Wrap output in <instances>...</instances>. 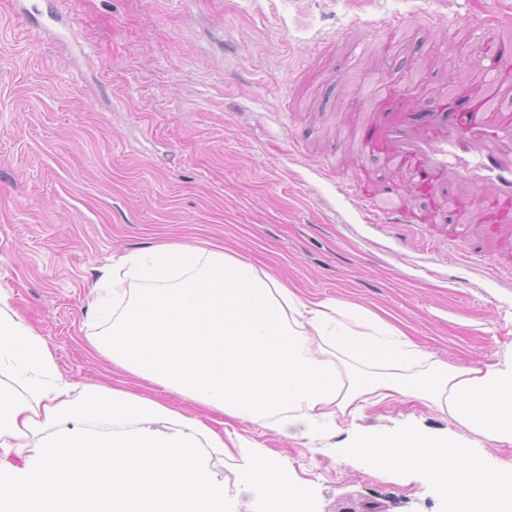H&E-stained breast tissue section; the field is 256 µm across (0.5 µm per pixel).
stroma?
<instances>
[{"label": "stroma", "instance_id": "35a3bbf8", "mask_svg": "<svg viewBox=\"0 0 512 512\" xmlns=\"http://www.w3.org/2000/svg\"><path fill=\"white\" fill-rule=\"evenodd\" d=\"M512 0H0V294L47 340L60 375L112 385L84 324L112 260L172 240L228 246L320 299L390 314L461 368L512 347V255L469 256L465 215L367 223L320 167L403 186L364 149L383 107L428 109L450 79L496 73L505 33L467 16ZM398 22L372 33L375 19ZM404 421L492 447L418 403L380 405L300 441L242 427L303 485L313 512H448L413 470L377 472L345 452L352 432ZM224 512H268L224 455Z\"/></svg>", "mask_w": 512, "mask_h": 512}]
</instances>
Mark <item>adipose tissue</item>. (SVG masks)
<instances>
[{
	"instance_id": "adipose-tissue-1",
	"label": "adipose tissue",
	"mask_w": 512,
	"mask_h": 512,
	"mask_svg": "<svg viewBox=\"0 0 512 512\" xmlns=\"http://www.w3.org/2000/svg\"><path fill=\"white\" fill-rule=\"evenodd\" d=\"M87 313L97 356L242 425L297 441L322 422L416 402L481 439L512 445V350L459 368L396 324L343 299L300 296L242 255L163 243L112 263ZM0 512H224L206 451L248 449V483L273 512H308L276 458L152 398L60 380L45 339L0 296ZM350 457L421 472L449 512H512V469L445 437L397 424L357 431Z\"/></svg>"
}]
</instances>
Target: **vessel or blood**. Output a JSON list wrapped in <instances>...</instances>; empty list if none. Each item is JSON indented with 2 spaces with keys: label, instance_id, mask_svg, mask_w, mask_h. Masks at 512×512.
<instances>
[{
  "label": "vessel or blood",
  "instance_id": "1",
  "mask_svg": "<svg viewBox=\"0 0 512 512\" xmlns=\"http://www.w3.org/2000/svg\"><path fill=\"white\" fill-rule=\"evenodd\" d=\"M455 99L435 102L433 119L406 114L399 122L376 125L365 135L367 152L385 155L412 176L409 190L433 211L467 210L472 197L483 206L485 238L505 237L512 229V122L493 112L487 97L456 109ZM345 196L356 197L372 224H414L419 215L399 205L398 191L339 182Z\"/></svg>",
  "mask_w": 512,
  "mask_h": 512
}]
</instances>
